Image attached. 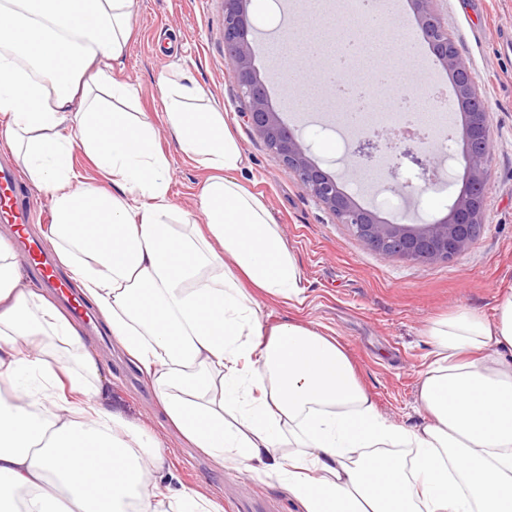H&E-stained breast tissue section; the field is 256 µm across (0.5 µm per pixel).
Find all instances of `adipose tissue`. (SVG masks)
I'll return each mask as SVG.
<instances>
[{
  "instance_id": "obj_1",
  "label": "adipose tissue",
  "mask_w": 512,
  "mask_h": 512,
  "mask_svg": "<svg viewBox=\"0 0 512 512\" xmlns=\"http://www.w3.org/2000/svg\"><path fill=\"white\" fill-rule=\"evenodd\" d=\"M133 0H0L5 144L49 195L59 263L149 380L169 424L222 468L277 482L299 512H512V290L493 320L459 308L427 331L420 427L384 418L341 342L260 315L299 270L199 87L163 81L182 151L211 172L199 221L112 76ZM83 153L112 183L86 185ZM100 367L0 235V512H222L174 483L168 450L103 403Z\"/></svg>"
}]
</instances>
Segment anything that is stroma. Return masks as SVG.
I'll return each mask as SVG.
<instances>
[{
	"label": "stroma",
	"instance_id": "1",
	"mask_svg": "<svg viewBox=\"0 0 512 512\" xmlns=\"http://www.w3.org/2000/svg\"><path fill=\"white\" fill-rule=\"evenodd\" d=\"M251 13L255 66L272 106L281 108L290 86L312 85L323 117L294 122V132L311 145L315 160L340 178L360 205L391 218L392 210L374 194L376 176L347 166L355 144L349 129L335 127L342 103L328 76L329 60L304 64L276 60L261 43L263 37L321 26L332 18L347 23L355 16L352 0H253ZM437 13L460 55L470 63L485 99L491 156L486 223L479 237L463 255L431 264L385 258L364 248L244 122V104L224 53V0H136L135 35L115 69L116 78L136 90L135 111L146 113L159 132L170 164V195L183 211L195 212L208 172L168 133L160 79L193 82L204 91L206 102L223 112L244 156L234 177L270 210L300 270L299 300L268 299L264 317L338 336L380 414L408 428L422 422L417 390L434 361L427 327L461 306L493 318L499 294L512 289V0H438ZM378 42L383 49L375 65L351 67V74L372 86L380 71H395L403 85L377 98L375 110L395 111L407 85L416 89L418 104L446 105L452 127H459L449 75H437L422 57L400 58L390 35L379 36ZM426 136L447 142L440 158L448 189L430 188L415 195L410 209L425 222L446 214L465 169L460 136L445 137L439 128L428 130ZM83 337L102 366L105 406L160 438L182 482L219 500L224 512H295L276 483L216 467L192 448L169 426L150 383L130 358L116 348L101 350L91 332Z\"/></svg>",
	"mask_w": 512,
	"mask_h": 512
}]
</instances>
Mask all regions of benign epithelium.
Instances as JSON below:
<instances>
[{"instance_id":"1","label":"benign epithelium","mask_w":512,"mask_h":512,"mask_svg":"<svg viewBox=\"0 0 512 512\" xmlns=\"http://www.w3.org/2000/svg\"><path fill=\"white\" fill-rule=\"evenodd\" d=\"M436 2L410 0V5L431 53L451 75L457 105L466 114L461 128L466 143V185L446 216L416 224L406 212H398L390 220L380 219L373 210L360 206L339 178L312 159L311 145L288 128L280 113L269 104L267 87L255 66L254 48L249 39L252 0H224V48L236 75L239 97L245 104L242 115L251 129L337 223L347 225L366 248L388 258L424 264L459 257L476 240L478 229L485 224L484 200L491 154L485 100L477 89L469 63L441 25ZM360 130V145L353 153L354 166L374 160L384 144L394 155L411 157L421 168L426 184L432 186L439 180L440 161L430 154H415L408 146V138L384 126L368 131L362 125Z\"/></svg>"}]
</instances>
